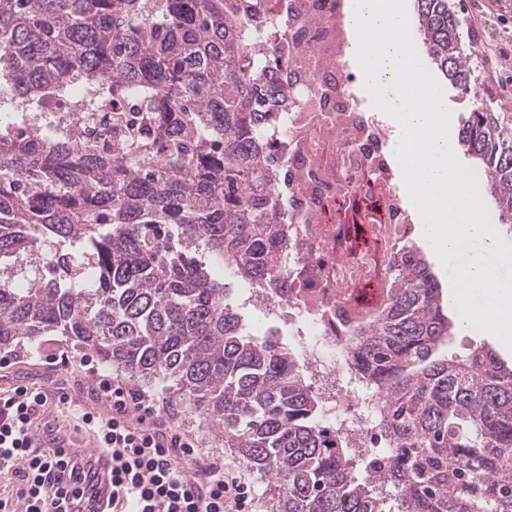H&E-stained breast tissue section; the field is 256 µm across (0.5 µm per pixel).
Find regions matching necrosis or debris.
<instances>
[{
	"label": "necrosis or debris",
	"instance_id": "1",
	"mask_svg": "<svg viewBox=\"0 0 512 512\" xmlns=\"http://www.w3.org/2000/svg\"><path fill=\"white\" fill-rule=\"evenodd\" d=\"M224 7L291 73L279 82L270 137L277 180L288 194L279 217L288 291L262 293L253 305L266 315L292 310L300 334L314 337L306 369L338 430L361 448L374 431L378 396L340 385L338 375L352 371L348 337L389 304L394 272L385 258L413 238L402 169L388 157L389 129L360 92L344 0H225ZM354 222L368 230L379 260L366 277L354 273L338 245Z\"/></svg>",
	"mask_w": 512,
	"mask_h": 512
}]
</instances>
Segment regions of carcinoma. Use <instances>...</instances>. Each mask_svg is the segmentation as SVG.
<instances>
[{
    "mask_svg": "<svg viewBox=\"0 0 512 512\" xmlns=\"http://www.w3.org/2000/svg\"><path fill=\"white\" fill-rule=\"evenodd\" d=\"M425 55L472 102L456 143L512 217V131L483 99L449 0H415ZM224 0H0V348L49 333L224 428L270 512H512V366L438 356L451 322L428 263L393 261V301L349 338L377 391L362 454L298 356L242 333L224 272L286 288L266 139L274 91ZM78 86L80 134L23 137L10 113Z\"/></svg>",
    "mask_w": 512,
    "mask_h": 512,
    "instance_id": "cac0c4a2",
    "label": "carcinoma"
}]
</instances>
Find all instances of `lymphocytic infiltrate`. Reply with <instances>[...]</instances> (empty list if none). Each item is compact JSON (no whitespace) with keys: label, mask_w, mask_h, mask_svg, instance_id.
Returning <instances> with one entry per match:
<instances>
[{"label":"lymphocytic infiltrate","mask_w":512,"mask_h":512,"mask_svg":"<svg viewBox=\"0 0 512 512\" xmlns=\"http://www.w3.org/2000/svg\"><path fill=\"white\" fill-rule=\"evenodd\" d=\"M89 391L90 404L60 402L71 405L76 431L111 453V499L121 512H251L248 482L205 456L195 433L158 412L148 393L108 375ZM50 402L35 385L0 391V476L21 484L16 496L0 498V512H69L67 501L82 494L92 455L30 442Z\"/></svg>","instance_id":"f902f5d3"}]
</instances>
